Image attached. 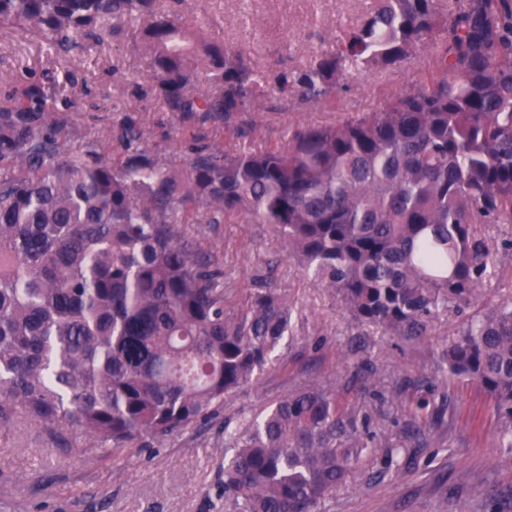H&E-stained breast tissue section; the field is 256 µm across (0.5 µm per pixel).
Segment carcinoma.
Here are the masks:
<instances>
[{
  "instance_id": "1",
  "label": "carcinoma",
  "mask_w": 512,
  "mask_h": 512,
  "mask_svg": "<svg viewBox=\"0 0 512 512\" xmlns=\"http://www.w3.org/2000/svg\"><path fill=\"white\" fill-rule=\"evenodd\" d=\"M191 0H0V25L74 58L110 30L142 51L150 101L195 143L182 168L69 127L55 92L15 85L0 103V427L33 424L69 458H110L219 416L292 327L276 288L230 309L224 264L180 224H265L302 271L362 326L429 335L439 309L504 282L480 224L512 223V0H372L296 67L263 66L187 21ZM426 53L423 77L370 112L299 121L258 151L199 143L201 123L237 135L276 93L296 109L335 101L359 72ZM203 68L210 88L192 89ZM474 380L512 421V294L484 304L440 348L436 374L406 377L402 447L428 448L449 406L438 374ZM341 388L310 384L250 421H224L229 512H318L373 436ZM483 512H512V493Z\"/></svg>"
}]
</instances>
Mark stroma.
<instances>
[{"mask_svg":"<svg viewBox=\"0 0 512 512\" xmlns=\"http://www.w3.org/2000/svg\"><path fill=\"white\" fill-rule=\"evenodd\" d=\"M368 2L322 0L323 17L318 20L310 0H253L246 23L238 0H194L192 8L208 36L246 45L258 62L290 66L316 45V32L339 34ZM421 76V59H409L384 77L355 74L348 91L331 104L298 111L271 99L255 113V127L248 134L232 135L209 123L200 126L199 134L230 154L255 151L277 139L289 124L331 123L347 111L374 109ZM29 77L55 87L58 109L67 110L79 129L110 139L113 127L129 119L142 132L144 145L172 165L182 166L187 159L189 145L171 113L144 106L139 98L149 85L139 53L111 34L87 45L75 60L49 50L23 28L0 26V97ZM185 230L223 253L229 307L268 282L295 301L294 324L277 351L278 363L226 397L222 416L106 460L93 454L65 460L24 422L0 430V512H224L225 419L253 418L311 381L344 383L362 365L372 369L376 392L359 397L356 409L369 416L380 445L399 447L401 470L393 472L381 455H370L320 512H477L489 490H512V450L501 447V424L476 382L448 380L455 413L443 441L429 448L401 445L407 412L394 398V388L403 377L432 371L440 344L460 320L454 310L439 312L429 336L419 341L367 336L331 290L289 259L284 242L265 225L189 224Z\"/></svg>","mask_w":512,"mask_h":512,"instance_id":"stroma-1","label":"stroma"}]
</instances>
